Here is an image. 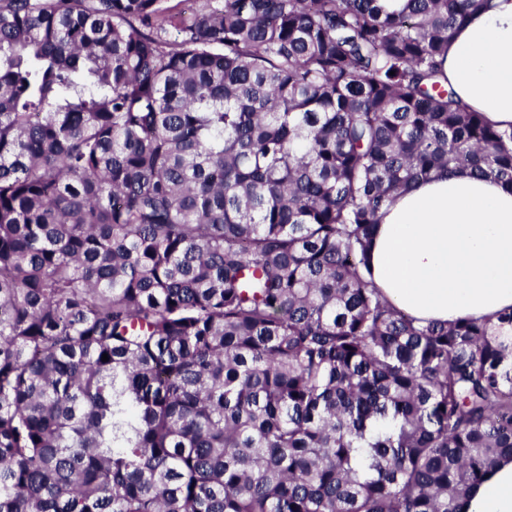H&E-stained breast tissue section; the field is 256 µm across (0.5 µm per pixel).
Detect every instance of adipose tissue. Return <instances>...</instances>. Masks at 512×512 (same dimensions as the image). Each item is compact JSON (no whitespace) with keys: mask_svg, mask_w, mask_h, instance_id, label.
<instances>
[{"mask_svg":"<svg viewBox=\"0 0 512 512\" xmlns=\"http://www.w3.org/2000/svg\"><path fill=\"white\" fill-rule=\"evenodd\" d=\"M441 69L463 104L512 126V0L473 11ZM371 266L383 294L424 323L511 309L512 187L464 169L418 181L381 211ZM466 512H512V458L486 475Z\"/></svg>","mask_w":512,"mask_h":512,"instance_id":"1","label":"adipose tissue"}]
</instances>
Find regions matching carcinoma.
<instances>
[{"label":"carcinoma","instance_id":"cac0c4a2","mask_svg":"<svg viewBox=\"0 0 512 512\" xmlns=\"http://www.w3.org/2000/svg\"><path fill=\"white\" fill-rule=\"evenodd\" d=\"M167 2L0 0V512H464L512 310L423 325L369 249L420 179L512 185L440 82L484 0Z\"/></svg>","mask_w":512,"mask_h":512}]
</instances>
